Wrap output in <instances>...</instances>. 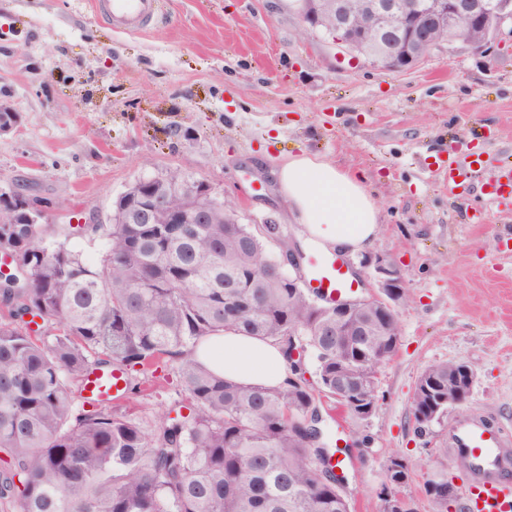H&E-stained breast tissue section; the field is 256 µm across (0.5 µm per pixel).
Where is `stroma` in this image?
Segmentation results:
<instances>
[{
  "label": "stroma",
  "mask_w": 512,
  "mask_h": 512,
  "mask_svg": "<svg viewBox=\"0 0 512 512\" xmlns=\"http://www.w3.org/2000/svg\"><path fill=\"white\" fill-rule=\"evenodd\" d=\"M157 10L151 27L122 32L99 0H0V99L23 117L0 136V187L45 202L46 238L95 263L100 243L71 226L91 213L108 222L113 198L139 176L193 173L240 223L275 224L298 242L275 165L305 152L365 171L382 224L346 263L368 296L377 275L364 260L385 255L407 299L375 411L360 419L327 400L323 428L353 443L342 465L351 512H379L392 455L414 465L406 492L419 512H436L427 479L465 486L434 452L449 420L480 412L512 429V203L450 194L429 168L456 142L482 150L484 180L512 162V31L491 56L459 45L393 72L304 33L293 0H157ZM458 361L476 373L469 398L418 435L419 374ZM139 380L142 395L112 410L149 421L187 396L175 365Z\"/></svg>",
  "instance_id": "1"
}]
</instances>
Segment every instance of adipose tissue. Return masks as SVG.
Wrapping results in <instances>:
<instances>
[{
  "instance_id": "obj_1",
  "label": "adipose tissue",
  "mask_w": 512,
  "mask_h": 512,
  "mask_svg": "<svg viewBox=\"0 0 512 512\" xmlns=\"http://www.w3.org/2000/svg\"><path fill=\"white\" fill-rule=\"evenodd\" d=\"M273 176L279 196L303 225L308 243L326 252L351 254L367 249L376 239L381 213L364 171L302 154L281 160ZM196 356L239 383L282 386L293 376L276 345L232 330L207 338Z\"/></svg>"
}]
</instances>
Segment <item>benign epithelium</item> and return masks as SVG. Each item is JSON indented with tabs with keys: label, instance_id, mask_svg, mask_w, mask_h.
<instances>
[{
	"label": "benign epithelium",
	"instance_id": "7a95c632",
	"mask_svg": "<svg viewBox=\"0 0 512 512\" xmlns=\"http://www.w3.org/2000/svg\"><path fill=\"white\" fill-rule=\"evenodd\" d=\"M309 8L300 12L303 30L332 38L336 45L352 60H363L373 67L387 71H407L417 67L432 51L444 46L453 48L458 40L454 37L457 24L467 22L471 37L464 44L488 50L503 27L512 25V0H361L358 9L360 22L352 21L353 11L345 0H334L330 5L324 0H308ZM335 12L333 25L323 23L327 9ZM448 33V39L439 35ZM8 113L10 119H0V136L20 127L21 115L7 100L0 99V114ZM41 212L37 200L14 187L0 193V224L20 223L19 214ZM280 255L275 257L288 287L303 285L300 265L296 264L295 245L280 243ZM366 265L374 267L378 279V293L361 299L355 312L348 307L336 308V316L353 315L354 336H384L386 323L396 313L403 296L404 280L399 271L387 260L377 255ZM475 383V372L466 362L458 363L456 371L448 376V400L439 404L459 406L468 399ZM356 399L350 412L364 419L372 413L373 398L365 379L358 380ZM404 479L398 475L385 480L380 492V512H416L414 500L402 488Z\"/></svg>",
	"mask_w": 512,
	"mask_h": 512
}]
</instances>
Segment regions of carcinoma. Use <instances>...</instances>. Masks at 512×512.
Listing matches in <instances>:
<instances>
[{
	"label": "carcinoma",
	"instance_id": "carcinoma-1",
	"mask_svg": "<svg viewBox=\"0 0 512 512\" xmlns=\"http://www.w3.org/2000/svg\"><path fill=\"white\" fill-rule=\"evenodd\" d=\"M197 178L170 172L140 198L127 188L107 224L80 233L105 239L97 265L45 242L41 224H0V248L21 274L0 283V505L10 512H351L338 493L319 408L299 348L316 361L330 397L361 368L368 374L394 351L387 336H304L313 321L344 328L305 288L266 272L264 242L231 209L210 207L204 224H138L152 196L193 209ZM42 320L31 329L34 318ZM273 342L298 371L282 387L224 378L195 356L224 331ZM178 363L190 401L174 402L154 423L75 405L72 385L94 369L121 373L123 396L142 392L132 376L164 358ZM453 363L427 366L412 409L448 395Z\"/></svg>",
	"mask_w": 512,
	"mask_h": 512
}]
</instances>
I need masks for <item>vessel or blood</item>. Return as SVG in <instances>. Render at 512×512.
I'll use <instances>...</instances> for the list:
<instances>
[{"mask_svg":"<svg viewBox=\"0 0 512 512\" xmlns=\"http://www.w3.org/2000/svg\"><path fill=\"white\" fill-rule=\"evenodd\" d=\"M102 9L113 28L120 31L141 30L155 18V0H103ZM483 163L481 152L474 151L464 163L440 161L437 171L450 190L477 191L498 204L512 201V169L478 185L473 174ZM305 286L333 301L354 297L359 289L340 256L334 254L312 261ZM121 382L116 373H94L88 378L87 390L93 397L105 398L115 395ZM446 440L449 460L462 465L468 475L467 512H512V430L485 415L472 414L449 422Z\"/></svg>","mask_w":512,"mask_h":512,"instance_id":"1","label":"vessel or blood"}]
</instances>
